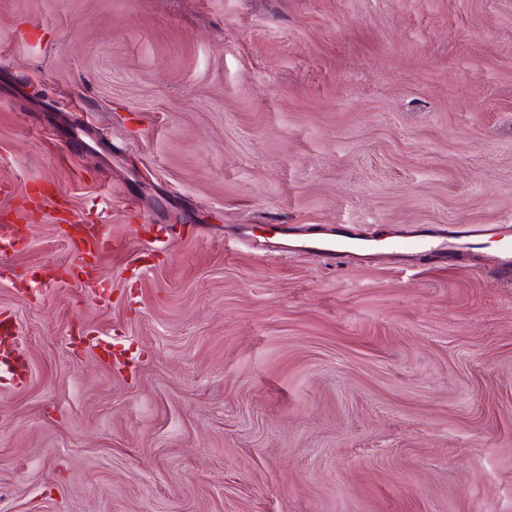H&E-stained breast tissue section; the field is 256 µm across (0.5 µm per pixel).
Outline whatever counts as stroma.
I'll return each instance as SVG.
<instances>
[{
    "mask_svg": "<svg viewBox=\"0 0 512 512\" xmlns=\"http://www.w3.org/2000/svg\"><path fill=\"white\" fill-rule=\"evenodd\" d=\"M1 177L111 291L33 279L52 208L0 253V512H512V288L224 238L512 225V0H0ZM130 199L200 236L141 256ZM57 213L55 220L58 224H69L74 228L72 234L63 237L66 243L68 253L73 257V261L66 264L48 263L44 270L56 274L52 279L54 281H64L63 274L68 267L92 268L95 266L90 259H96L107 252L111 246V240L106 233L105 225L91 224L85 217H79L71 212L70 208L55 203ZM18 328L12 316L0 314V338H3L5 351L1 354L0 374L1 377H7L15 384L24 381L21 374L26 371L27 367L22 360L21 353L18 349Z\"/></svg>",
    "mask_w": 512,
    "mask_h": 512,
    "instance_id": "stroma-1",
    "label": "stroma"
}]
</instances>
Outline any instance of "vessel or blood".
Returning a JSON list of instances; mask_svg holds the SVG:
<instances>
[{
    "mask_svg": "<svg viewBox=\"0 0 512 512\" xmlns=\"http://www.w3.org/2000/svg\"><path fill=\"white\" fill-rule=\"evenodd\" d=\"M56 184L43 183L24 194L25 202L0 209V241L18 242L15 220H29L58 195ZM55 220L73 228L66 243L73 261L65 266L48 263L47 271L63 276L67 267L88 269L94 258L111 246L106 228L75 215L65 205H58ZM225 237L273 257L304 255L337 267L369 265L385 261L401 269L422 262L455 265L468 258L481 264L498 282L512 283V228L505 224H418L391 232L379 239L350 224H282L275 239H258L246 224L225 227ZM498 242L499 250L491 257L480 253L483 240ZM26 366L18 349V328L12 316L0 314V375L19 381Z\"/></svg>",
    "mask_w": 512,
    "mask_h": 512,
    "instance_id": "b4317fda",
    "label": "vessel or blood"
}]
</instances>
